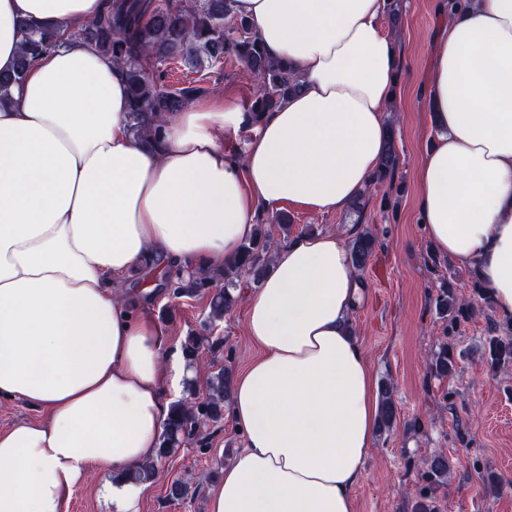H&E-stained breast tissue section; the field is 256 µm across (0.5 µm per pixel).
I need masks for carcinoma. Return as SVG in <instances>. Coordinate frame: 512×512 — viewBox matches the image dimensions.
I'll return each instance as SVG.
<instances>
[{
    "label": "carcinoma",
    "mask_w": 512,
    "mask_h": 512,
    "mask_svg": "<svg viewBox=\"0 0 512 512\" xmlns=\"http://www.w3.org/2000/svg\"><path fill=\"white\" fill-rule=\"evenodd\" d=\"M24 39L16 71L0 75V103L8 100L11 85L20 82L27 68L41 54L56 46L54 32L38 24H23ZM77 36L94 47L126 74L131 96V130L142 139L156 138L165 117L179 112L192 102L200 88L185 86L172 89L165 83L162 67L176 62L187 69L201 71L204 64H221L224 56L233 55L262 78L253 93L247 111L254 119L271 112L300 87L299 75L293 68L268 55L259 38L242 19L233 13V0H107L104 12L77 30ZM398 155L395 134H390L372 186H380L394 177ZM376 236L364 229L349 244L353 267L365 268L375 247ZM271 236L264 224L256 226L255 235L239 253L224 261L214 273H198L187 278L177 276L174 295L210 292V318L221 319L237 303L233 290L244 277L258 283L269 269L265 254L271 248ZM435 309L450 323L473 310L472 304L457 297L453 288L442 286L435 298ZM207 338L188 335L182 352L190 364L204 354ZM489 358L493 365L512 363V336L488 339ZM453 347L443 344L433 354L430 373L437 378L456 373ZM209 397L195 403L189 399L171 405L157 458L144 463L133 474L137 481L151 482L157 475V459L166 456L191 433L209 421L224 416V399L228 393L226 369L221 368L208 381ZM396 408L392 389L385 388L380 402L379 427L392 428ZM450 473L447 455L439 453L428 462L429 485L421 495L417 512H437L435 492L445 484Z\"/></svg>",
    "instance_id": "1"
}]
</instances>
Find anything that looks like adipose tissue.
I'll return each mask as SVG.
<instances>
[{"instance_id":"adipose-tissue-1","label":"adipose tissue","mask_w":512,"mask_h":512,"mask_svg":"<svg viewBox=\"0 0 512 512\" xmlns=\"http://www.w3.org/2000/svg\"><path fill=\"white\" fill-rule=\"evenodd\" d=\"M104 9L0 0V74L17 66L22 23L59 39L0 104V403L46 414L0 431V512H69L94 468L112 476V512H139L146 486L132 474L156 457L168 393L193 372L127 283L155 265L219 267L256 212L347 208L379 167L399 98L387 0H235L269 55L301 73L300 91L257 122L229 101L192 105L146 143L130 130L124 70L74 35ZM439 11L419 222L511 322L512 0ZM248 128L240 155L215 136ZM363 294L332 233L290 240L247 292L257 353L230 405L244 448L208 512H354L379 410L348 326Z\"/></svg>"}]
</instances>
